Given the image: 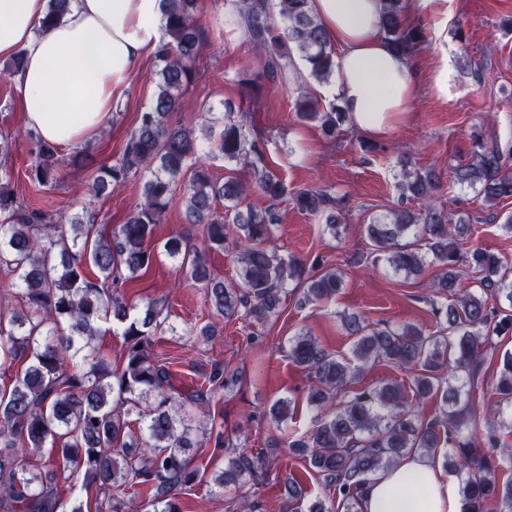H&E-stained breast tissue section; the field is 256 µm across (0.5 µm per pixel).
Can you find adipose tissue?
I'll list each match as a JSON object with an SVG mask.
<instances>
[{"label":"adipose tissue","instance_id":"1","mask_svg":"<svg viewBox=\"0 0 512 512\" xmlns=\"http://www.w3.org/2000/svg\"><path fill=\"white\" fill-rule=\"evenodd\" d=\"M47 0H0V58L23 53L16 91L27 126L46 140L79 147L102 126L132 75L156 52L165 24L161 0H73L49 32ZM340 52L334 90L356 129L385 135L406 117L415 69L380 29L382 0H312ZM456 480L430 456L413 453L381 472L358 512H461Z\"/></svg>","mask_w":512,"mask_h":512}]
</instances>
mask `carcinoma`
Here are the masks:
<instances>
[{
  "label": "carcinoma",
  "instance_id": "obj_1",
  "mask_svg": "<svg viewBox=\"0 0 512 512\" xmlns=\"http://www.w3.org/2000/svg\"><path fill=\"white\" fill-rule=\"evenodd\" d=\"M199 2L164 0L166 42L158 53L157 93L139 114L119 162L95 170L87 185L96 198L132 173H150L143 201L124 223L108 233L94 227L92 215L77 214L66 224H55L52 215L20 203L9 183L0 182V267L15 276L26 302L23 314L0 309V366L28 362L0 390V512H124L126 501L141 494L153 512H180L181 491L198 477L188 458L196 445L190 413L236 386L238 376L218 366L200 386L181 391L168 366L147 355L152 337L170 329L162 309L149 302L141 316L132 317L130 307L115 296L149 266L154 227L174 203L185 206L188 223L203 225L206 244L215 251L229 250L224 215L236 228L235 259L241 269L234 284L212 276L181 236L165 243V252L180 262L186 279L202 285L217 314L266 321L278 313L292 281L306 284L307 302L328 301L342 288L336 271L308 275L303 260H284L272 240L281 222L279 203L291 201L299 213L320 218L334 233L345 216L344 198L331 187L288 191L266 160L264 139L246 135L230 102L224 103V124L212 142L200 143L192 133L168 127L169 114L184 106L191 64L204 41L197 24ZM383 3L381 32L396 53L406 55L426 42L423 28L403 23L405 0ZM70 5L71 0H48L41 30L59 24ZM237 12L262 56L260 75L251 83L285 78L297 56L320 83L336 73L335 51L311 0H238ZM295 116L318 124L328 138L336 137L347 121L338 103L324 110L309 93L297 97ZM472 139L475 163L455 170L453 182L479 186L487 201L512 199V173L505 170L504 155L482 133H473ZM27 140L34 158L30 179L42 187L57 183L64 165L59 148L36 131H29ZM216 156L232 164L222 183L209 170L208 161ZM397 189L400 204L428 205L417 212L392 209L366 225L372 253L385 256L407 277L422 275L429 264L439 266L433 287L448 304L432 306L436 331L429 334L412 326L373 328L355 316L345 317L342 328L353 338L349 357L325 351L307 334L297 337L289 358L309 371V402L321 414L313 430L288 447L308 457L345 512H357L376 473L415 448H443L444 463L466 469L463 512H485L492 501L503 505L502 512H512V446L494 427L473 439L467 404L481 385L483 348L492 347V336L512 332V314L484 299L488 293L502 295L512 306V269L500 257L469 247L470 221L449 224L443 211L429 204L438 189L433 171L405 170ZM252 191L269 205L257 209L248 203ZM220 202L223 214L217 213ZM410 231L413 240L401 242ZM464 266L478 274L481 294L463 288ZM90 267L95 274L87 272ZM103 323L124 338L120 369L96 359ZM381 362L416 369L413 395L389 383L352 395L345 391L368 366ZM496 391L500 400L489 413L503 424L512 415V354L503 358ZM436 395L438 413L426 421L415 407ZM132 414L140 424L137 434L129 425ZM70 470L83 472L85 488L94 487L103 496L100 505L61 500L56 475ZM498 470L504 474L501 480ZM261 471L258 457L237 454L217 484L254 481Z\"/></svg>",
  "mask_w": 512,
  "mask_h": 512
}]
</instances>
